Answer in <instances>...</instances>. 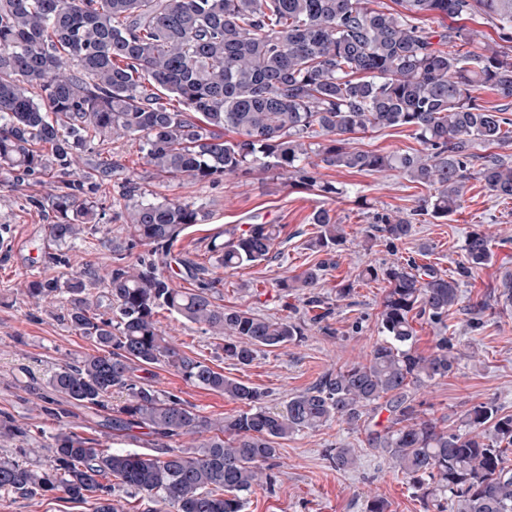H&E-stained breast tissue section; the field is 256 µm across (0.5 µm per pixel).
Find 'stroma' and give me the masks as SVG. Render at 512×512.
<instances>
[{"mask_svg":"<svg viewBox=\"0 0 512 512\" xmlns=\"http://www.w3.org/2000/svg\"><path fill=\"white\" fill-rule=\"evenodd\" d=\"M363 150L405 153L419 144L407 129L382 128L357 135ZM112 159L117 176L100 183L94 194L99 222L94 248H68L52 240L48 226L52 212L38 180H18L0 172V225L6 226L10 244L0 243V412L28 426L27 447L46 445L58 431L73 430L92 439L101 450L147 451L148 437H113L101 427L102 416L76 408L70 417L58 418L56 405L47 403L46 381L59 364L74 362L95 353L92 339L79 335L58 313L62 300L42 306L30 304L22 292L25 282L46 275L67 276L84 270L106 272L116 253L128 261L150 257V247L131 246L119 203V180L134 177L146 194H158L202 206L206 221L190 228L175 244V251L190 253L205 262L212 242H223L229 232L243 233L253 224H276L280 236L267 260L223 273L218 304L247 309L271 318L304 322L303 338L283 349H261L251 365L225 359L220 337L205 333L198 325L160 312L158 319L175 345L187 355L203 360L225 376L267 393V404L282 408L289 394L311 387L324 373L366 361L379 338L377 314L385 282L360 278L366 266L393 261H414L446 275L456 274L465 260L463 246L470 232L480 230L491 238V261L461 285V300L448 314L446 325L421 318L415 320V347L429 353L439 336L451 338L459 352L453 373L417 393L426 416L450 429L461 424L463 414L480 403L491 402L512 414V305H498L495 292L505 275H512V199L491 195L478 178L464 188L460 208L445 219L415 215L419 199L429 196V187L410 182L398 172L355 173L322 168L320 179L342 191L328 198L284 183L260 170L234 175L216 182L189 177L166 178L146 164L137 142L120 139L89 150L86 157ZM327 208L336 215L345 241L324 255L308 246L316 228L315 210ZM393 214L411 218V237L391 241L376 232L375 216ZM328 267L313 295L331 304L327 329L313 324V311L306 295L279 296L273 283L293 276L319 262ZM349 281L353 293L337 301L336 287ZM249 291H241V284ZM481 309L479 324L471 312ZM143 378L158 389L180 396L200 414L228 418L242 406L224 395L187 383L164 366L143 371ZM356 449L359 461L350 470L336 469L330 459L333 448ZM272 473L273 485L256 488L248 495L244 512H366L375 497L384 499L388 512H424L422 500L396 474L387 457L373 451L364 432H354L332 421L314 431L279 440ZM0 512H94L93 503H74L63 493L35 499L0 497Z\"/></svg>","mask_w":512,"mask_h":512,"instance_id":"35a3bbf8","label":"stroma"}]
</instances>
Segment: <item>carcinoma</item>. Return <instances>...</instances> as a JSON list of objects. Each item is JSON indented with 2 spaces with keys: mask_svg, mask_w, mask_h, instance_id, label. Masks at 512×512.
I'll use <instances>...</instances> for the list:
<instances>
[{
  "mask_svg": "<svg viewBox=\"0 0 512 512\" xmlns=\"http://www.w3.org/2000/svg\"><path fill=\"white\" fill-rule=\"evenodd\" d=\"M0 0V171L43 174L59 244L86 241L97 221L90 194L116 172L90 166L85 153L114 139L139 142L160 175L216 181L253 169L272 170L324 197L340 194L317 168L365 173L397 171L430 186L417 212L446 218L457 211L475 145L512 142L508 108L488 109L477 93L512 99V0ZM450 20L436 35L417 17ZM482 17L498 39L477 51L466 21ZM178 101L173 107L159 92ZM405 127L422 149L380 153L354 146L373 129ZM237 139H224V131ZM477 175L491 195L512 199V164L481 157ZM123 200L131 245L157 258L114 260L100 276L75 273L24 285L34 305L65 297L60 318L97 344V353L58 366L47 380L67 404L108 413L115 437L136 429L152 437L151 453H106L74 431L50 436V462L0 454V496L62 492L76 502L96 498V512H124L120 494L138 496L146 512H242L245 497L272 481L264 465L278 440L336 419L366 434L419 492L426 512H512V415L492 403L468 411L461 429L447 430L418 408L415 394L452 373L458 356L448 338L423 355L414 347L418 315L440 322L460 302V280L408 262L368 266L359 277L382 279L380 339L366 362L323 375L288 397L284 410L264 405L265 393L230 379L181 352L156 315L161 310L224 339V356L251 364L261 348H284L303 336L291 320L262 317L215 302L222 278L268 258L275 224H252L221 244L201 265L171 248L207 220L202 208L142 198L125 181ZM310 247L328 252L343 241L331 210L313 212ZM376 230L390 240L412 232L411 221L385 215ZM465 278L491 259L490 237L472 231L464 244ZM189 277L196 288H178ZM320 265L274 288L286 297L314 288ZM104 288H98V285ZM164 365L245 410L224 419L200 414L179 396L137 375ZM125 395L112 406V394ZM389 405L387 425L374 429L369 412ZM27 428L0 418V441L22 442ZM190 437L186 449L170 442ZM339 470L357 466L354 448L332 456Z\"/></svg>",
  "mask_w": 512,
  "mask_h": 512,
  "instance_id": "1",
  "label": "carcinoma"
}]
</instances>
